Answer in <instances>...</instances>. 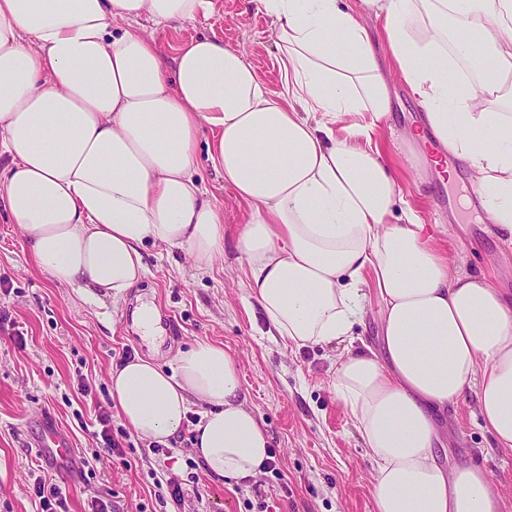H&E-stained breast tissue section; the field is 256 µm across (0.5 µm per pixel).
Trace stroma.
Returning <instances> with one entry per match:
<instances>
[{
	"label": "stroma",
	"mask_w": 512,
	"mask_h": 512,
	"mask_svg": "<svg viewBox=\"0 0 512 512\" xmlns=\"http://www.w3.org/2000/svg\"><path fill=\"white\" fill-rule=\"evenodd\" d=\"M214 2V15L193 24L161 29L143 17L135 26L153 36L167 57L191 37L216 33L245 53L271 89H279L267 19L248 0ZM390 88V111L376 139L404 198L423 223L434 225L435 244L453 270L487 276L512 300V246L485 221L469 169L450 155L444 165L434 164L431 140L406 149L402 138L423 125L425 110L398 76H391ZM211 139V131L202 129L196 175L224 218V253L208 273H197L187 252L148 242L142 247L147 273L123 298L81 294L34 265L30 243L0 212V512H40L34 487L42 480L66 488L69 512H87L94 497L109 502L111 512H373L374 463L331 381L341 353L365 345L380 350L379 307L367 297L349 342L285 344L249 297L236 240L250 210L209 165ZM411 150L418 166L407 159ZM143 304L157 308L161 319H175L172 332L143 339L132 315ZM197 341L223 345L236 360L243 402L264 424L273 467L240 483L208 474L193 449V427L206 408L195 398L183 428L167 444L131 435L127 464L95 458L96 417L104 410L113 414L110 372L121 351L155 353L165 367L177 350ZM81 381L88 395L78 394ZM46 416L70 442L79 465L76 483H68L66 465H46L31 449ZM438 424L440 462L482 465L502 488V512H512V451L496 448L474 398L450 407ZM112 430H125L114 414ZM164 477L180 483L182 506L163 504L168 490L157 481Z\"/></svg>",
	"instance_id": "stroma-1"
}]
</instances>
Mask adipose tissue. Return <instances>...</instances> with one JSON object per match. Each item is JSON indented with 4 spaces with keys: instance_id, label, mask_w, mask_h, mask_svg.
Masks as SVG:
<instances>
[{
    "instance_id": "adipose-tissue-1",
    "label": "adipose tissue",
    "mask_w": 512,
    "mask_h": 512,
    "mask_svg": "<svg viewBox=\"0 0 512 512\" xmlns=\"http://www.w3.org/2000/svg\"><path fill=\"white\" fill-rule=\"evenodd\" d=\"M385 21L397 71L426 124L472 173L487 221L512 243V0H361ZM271 22L281 88L244 53L201 35L164 57L130 20L214 13L213 0H0V207L56 284L123 296L141 246L186 250L198 272L224 252V219L194 177L207 159L250 207L238 238L251 297L296 346L349 338L371 280L382 354H346L332 379L375 464L374 512H502L483 466L442 467L436 413L475 391L486 431L512 448V307L484 276L452 273L372 147L390 110L367 27L340 0H255ZM471 30L449 41L448 21ZM479 78H462L459 61ZM493 69H486V62ZM172 371L134 357L110 374L119 416L163 443L191 399L208 471L249 479L269 439L241 400L236 361L198 342Z\"/></svg>"
}]
</instances>
